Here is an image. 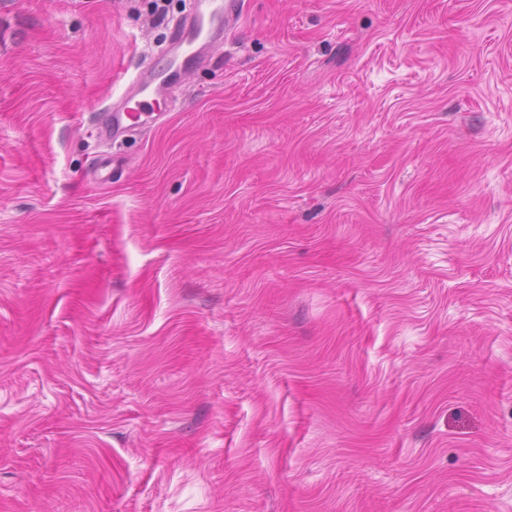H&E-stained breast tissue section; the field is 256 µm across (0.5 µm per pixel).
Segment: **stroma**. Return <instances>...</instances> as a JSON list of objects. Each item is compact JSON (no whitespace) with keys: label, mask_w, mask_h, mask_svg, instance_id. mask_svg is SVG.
Returning <instances> with one entry per match:
<instances>
[{"label":"stroma","mask_w":512,"mask_h":512,"mask_svg":"<svg viewBox=\"0 0 512 512\" xmlns=\"http://www.w3.org/2000/svg\"><path fill=\"white\" fill-rule=\"evenodd\" d=\"M189 3L0 0V512H512V0H241L98 140Z\"/></svg>","instance_id":"obj_1"}]
</instances>
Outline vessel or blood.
Returning a JSON list of instances; mask_svg holds the SVG:
<instances>
[{
  "instance_id": "vessel-or-blood-1",
  "label": "vessel or blood",
  "mask_w": 512,
  "mask_h": 512,
  "mask_svg": "<svg viewBox=\"0 0 512 512\" xmlns=\"http://www.w3.org/2000/svg\"><path fill=\"white\" fill-rule=\"evenodd\" d=\"M238 0H222L209 12H202L199 0H193L188 14L172 29L170 40L181 50L179 57L168 58L165 65H150L140 69L130 78L128 86L139 93L158 95L181 82L183 76L196 67L203 59L196 45L205 39L210 31H231L238 20ZM95 126L101 137L107 140L125 133L138 131V118L129 105L115 108L105 107L98 113Z\"/></svg>"
}]
</instances>
